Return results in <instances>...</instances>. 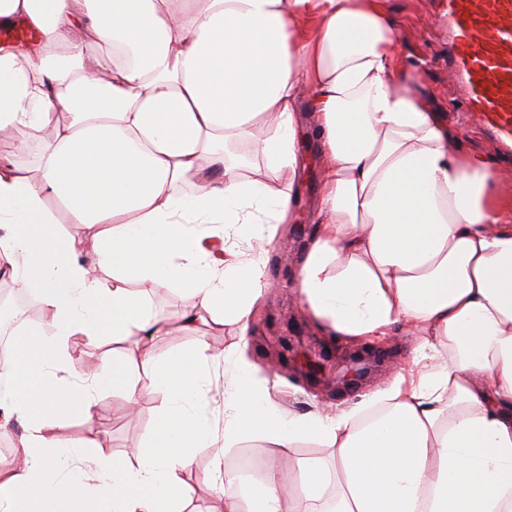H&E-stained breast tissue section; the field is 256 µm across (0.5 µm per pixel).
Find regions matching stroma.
<instances>
[{"label": "stroma", "mask_w": 512, "mask_h": 512, "mask_svg": "<svg viewBox=\"0 0 512 512\" xmlns=\"http://www.w3.org/2000/svg\"><path fill=\"white\" fill-rule=\"evenodd\" d=\"M397 21L396 44L408 64L413 65L415 92L425 104L441 112L458 131L468 149L493 155L497 177L502 186L512 187V156L503 157L495 140L483 130L475 115L465 113L459 101L455 82L451 79L446 55L448 29L435 11V0H386ZM316 119L302 113L298 125V162L303 179L296 205L294 223L278 227V238L265 256L263 274L271 287L267 291L254 329L248 339H241L230 324H209L192 331L172 330L154 341L157 358L193 347L205 341L217 360L210 365L208 377L212 385L208 419L216 434L224 432V383L230 374L223 355L245 350L259 370L268 372L269 401L279 411L303 413L318 409L333 413L350 408L362 396L388 385L410 359L412 342L409 336L395 333L383 344L385 351L378 367L366 380L347 391H337L330 383L314 385L305 376L304 365L311 354L326 353L327 371L339 368L354 351L353 346L328 336L307 314L297 288V274L317 231L316 203L320 188V158L314 137ZM293 340L287 366H272L268 349L278 337ZM140 391L138 414H130L126 395L109 388L100 390L92 421L74 417L56 430L61 446L59 465L68 471L73 467L72 456L80 452L89 434H96L103 452L121 457L131 450L146 447L153 425L168 404L167 393L155 389L146 375L136 378ZM264 458L263 441L247 436L235 443L225 455H215L213 448L199 447L194 451V463L187 480L195 488L189 505L191 512H210L223 486L209 483L208 477L218 468L234 467L240 457Z\"/></svg>", "instance_id": "1"}]
</instances>
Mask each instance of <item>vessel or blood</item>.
<instances>
[{
	"label": "vessel or blood",
	"instance_id": "b4317fda",
	"mask_svg": "<svg viewBox=\"0 0 512 512\" xmlns=\"http://www.w3.org/2000/svg\"><path fill=\"white\" fill-rule=\"evenodd\" d=\"M464 104L512 152V0H439Z\"/></svg>",
	"mask_w": 512,
	"mask_h": 512
}]
</instances>
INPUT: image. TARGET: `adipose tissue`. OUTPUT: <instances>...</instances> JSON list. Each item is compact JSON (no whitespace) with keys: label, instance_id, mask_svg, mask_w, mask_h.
I'll use <instances>...</instances> for the list:
<instances>
[{"label":"adipose tissue","instance_id":"obj_1","mask_svg":"<svg viewBox=\"0 0 512 512\" xmlns=\"http://www.w3.org/2000/svg\"><path fill=\"white\" fill-rule=\"evenodd\" d=\"M1 24L35 39L0 42V132L42 147L34 167L0 163V273L37 294L48 329L0 360V411L26 425L0 512H183L194 448L251 434L268 465L257 481L225 471L215 512H512V199L409 89L385 0H0ZM304 108L321 220L302 301L340 336L407 331L410 365L336 414L284 415L235 363L219 437L207 344L163 360L145 345L139 366L169 395L148 447L133 466L81 457L58 481L55 429L92 419L101 386L139 398L128 367L105 354L77 370L72 345L169 332L129 280L178 286L184 328L247 334L273 227L295 212ZM229 144L281 180L244 177ZM206 224L254 225L250 257L214 269L196 247ZM307 441L328 453L298 459L284 495L283 452Z\"/></svg>","mask_w":512,"mask_h":512}]
</instances>
